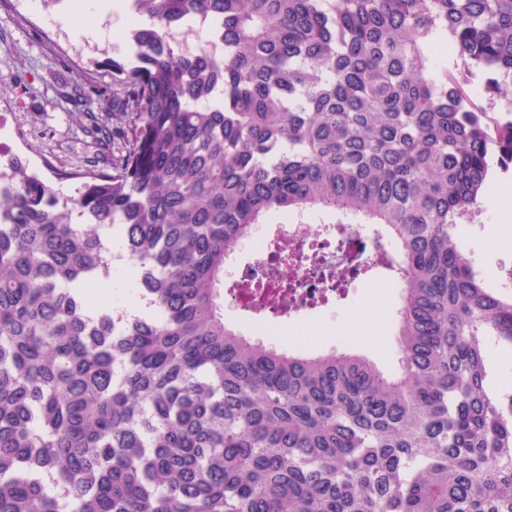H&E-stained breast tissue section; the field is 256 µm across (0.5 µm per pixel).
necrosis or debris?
I'll return each instance as SVG.
<instances>
[{"instance_id": "4bbe7bcc", "label": "necrosis or debris", "mask_w": 512, "mask_h": 512, "mask_svg": "<svg viewBox=\"0 0 512 512\" xmlns=\"http://www.w3.org/2000/svg\"><path fill=\"white\" fill-rule=\"evenodd\" d=\"M283 227L281 234L262 233L250 241L254 260L241 271L245 282L252 286L249 299L260 311L252 322L254 331L260 335L275 331L274 324L262 316V309L274 305L279 313L297 317L302 302L318 303L336 284L353 281L356 269L370 264L386 249L380 238L361 251L348 249L347 240L363 239V227L359 224L311 225L289 218L284 220ZM282 252L299 254L303 261L292 272H284L275 261Z\"/></svg>"}]
</instances>
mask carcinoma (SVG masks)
<instances>
[{
  "label": "carcinoma",
  "instance_id": "carcinoma-1",
  "mask_svg": "<svg viewBox=\"0 0 512 512\" xmlns=\"http://www.w3.org/2000/svg\"><path fill=\"white\" fill-rule=\"evenodd\" d=\"M130 2L139 65L59 87L80 196L7 159L0 512H512V290L457 234L512 165V0ZM309 213L399 246L397 372L224 320L226 259ZM116 261L149 312L90 303Z\"/></svg>",
  "mask_w": 512,
  "mask_h": 512
}]
</instances>
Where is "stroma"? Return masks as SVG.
Instances as JSON below:
<instances>
[{
  "label": "stroma",
  "instance_id": "1",
  "mask_svg": "<svg viewBox=\"0 0 512 512\" xmlns=\"http://www.w3.org/2000/svg\"><path fill=\"white\" fill-rule=\"evenodd\" d=\"M70 0H0V79L10 87L0 96V154L27 157L35 168L45 163L65 169L82 165L93 147L72 119L73 107L60 98V83H83L91 77L104 86L112 85V65H131V50L116 44L77 35L59 23L69 10ZM495 215L481 209L474 225H461V241L469 254H482L481 271L491 285H498L501 270L512 267V245L485 246L483 226L494 224ZM382 297L386 311L376 339L348 336L343 328L359 314L369 297ZM400 290L391 269L374 264L347 289L331 299L325 311L306 314L301 325H286L277 341L296 344L304 333L309 347L320 351L350 347L367 354L387 372L398 368L394 312Z\"/></svg>",
  "mask_w": 512,
  "mask_h": 512
}]
</instances>
